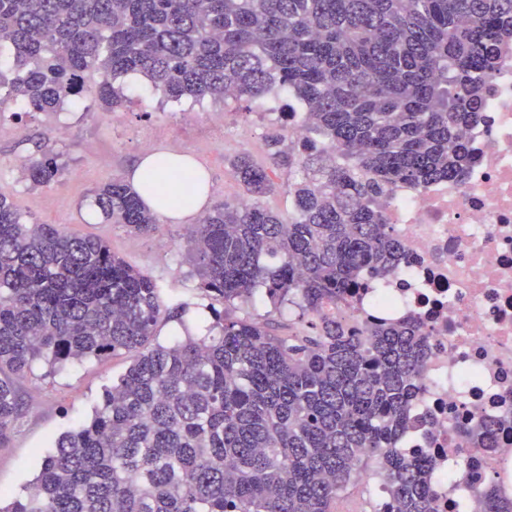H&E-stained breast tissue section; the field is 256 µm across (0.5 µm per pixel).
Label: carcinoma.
Wrapping results in <instances>:
<instances>
[{"label": "carcinoma", "mask_w": 512, "mask_h": 512, "mask_svg": "<svg viewBox=\"0 0 512 512\" xmlns=\"http://www.w3.org/2000/svg\"><path fill=\"white\" fill-rule=\"evenodd\" d=\"M512 40V0H0V109L61 112L92 96L123 103L139 74L168 101H255L286 93L267 133L275 167H298L282 217L264 203L268 169L232 166L251 203L219 202L187 232L204 336L156 341L163 289L102 239L31 224L0 193V448L24 417L15 379L37 364L123 353L131 363L91 418L64 431L29 490L0 512H333L336 496L375 464L392 512H437L431 460L401 448L428 356L412 320L350 328L326 312L404 259L369 206L388 186L459 177L458 126L478 118L498 46ZM94 82L86 84V75ZM303 140L286 143L290 121ZM22 171L59 182L43 140ZM172 180L186 201L198 181ZM106 221L153 232L159 218L122 179L99 187ZM293 304L307 330L282 336L230 311L258 288ZM468 435L491 448V425ZM471 512H512L486 484Z\"/></svg>", "instance_id": "1"}]
</instances>
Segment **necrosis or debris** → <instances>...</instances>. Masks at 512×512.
Masks as SVG:
<instances>
[{
  "label": "necrosis or debris",
  "instance_id": "obj_1",
  "mask_svg": "<svg viewBox=\"0 0 512 512\" xmlns=\"http://www.w3.org/2000/svg\"><path fill=\"white\" fill-rule=\"evenodd\" d=\"M460 134L471 161L459 178L396 184L373 200L405 260L383 286L364 280L335 308L359 327L423 325L429 357L405 446L432 456L440 512H465L479 481L512 499V42L499 50L480 120ZM485 422L490 451L465 435ZM474 458L475 479L465 468Z\"/></svg>",
  "mask_w": 512,
  "mask_h": 512
}]
</instances>
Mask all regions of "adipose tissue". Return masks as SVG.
Returning <instances> with one entry per match:
<instances>
[{
    "instance_id": "obj_1",
    "label": "adipose tissue",
    "mask_w": 512,
    "mask_h": 512,
    "mask_svg": "<svg viewBox=\"0 0 512 512\" xmlns=\"http://www.w3.org/2000/svg\"><path fill=\"white\" fill-rule=\"evenodd\" d=\"M166 158V166H156V154L149 153L143 155L138 165L127 172L125 179L135 189L141 190V201L143 205L152 212L159 215L160 218L169 224H192L195 223L200 213L209 205L210 191L202 189L195 197L192 205L187 207H175L158 202L149 194L143 193L142 187L146 178H153L158 182H166L170 170L180 167L193 166L194 161L191 156L185 153L170 152Z\"/></svg>"
}]
</instances>
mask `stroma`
Listing matches in <instances>:
<instances>
[{
    "label": "stroma",
    "mask_w": 512,
    "mask_h": 512,
    "mask_svg": "<svg viewBox=\"0 0 512 512\" xmlns=\"http://www.w3.org/2000/svg\"><path fill=\"white\" fill-rule=\"evenodd\" d=\"M123 87L125 101L112 110L88 97L57 113H28L18 122L0 116V192L30 223L59 224L102 238L115 254L155 279L166 295L187 296L191 307L183 322L211 323L212 315L195 289L186 225L163 222L151 234H129L120 225L105 223L93 193L112 178L125 177L140 156L168 150L191 154L208 173L211 200H236L244 188L230 160L245 152L256 164L268 165L269 115L280 111L284 100L171 102L141 77L125 80ZM42 137L59 153L63 170L59 184L34 189L23 180L22 170L36 157L35 144ZM129 364L127 355H108L66 363L49 378L38 369L19 381L30 409L8 447L0 448V494H22L53 440L88 420L104 388Z\"/></svg>",
    "instance_id": "1"
}]
</instances>
